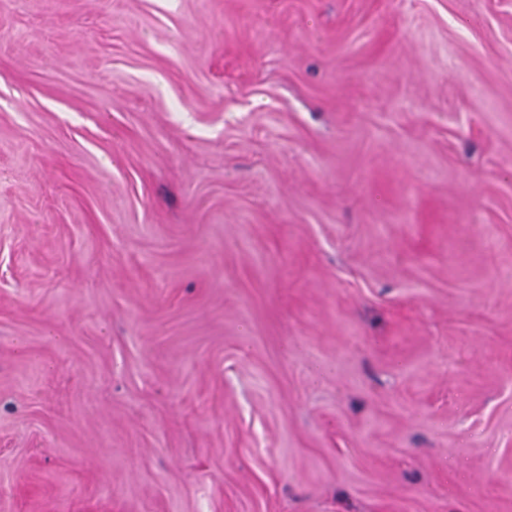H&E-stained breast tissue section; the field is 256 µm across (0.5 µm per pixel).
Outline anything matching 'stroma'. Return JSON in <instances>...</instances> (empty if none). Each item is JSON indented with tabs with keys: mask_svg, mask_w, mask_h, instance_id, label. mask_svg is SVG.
Returning <instances> with one entry per match:
<instances>
[{
	"mask_svg": "<svg viewBox=\"0 0 512 512\" xmlns=\"http://www.w3.org/2000/svg\"><path fill=\"white\" fill-rule=\"evenodd\" d=\"M0 512H512V0H0Z\"/></svg>",
	"mask_w": 512,
	"mask_h": 512,
	"instance_id": "35a3bbf8",
	"label": "stroma"
}]
</instances>
